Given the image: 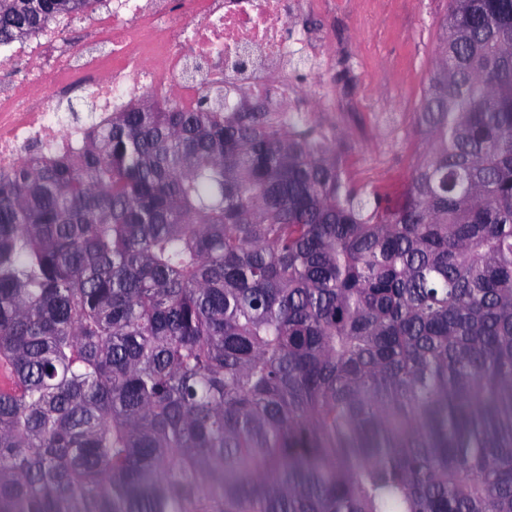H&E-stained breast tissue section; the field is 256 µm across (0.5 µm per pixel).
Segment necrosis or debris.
I'll use <instances>...</instances> for the list:
<instances>
[{"label":"necrosis or debris","instance_id":"4bbe7bcc","mask_svg":"<svg viewBox=\"0 0 512 512\" xmlns=\"http://www.w3.org/2000/svg\"><path fill=\"white\" fill-rule=\"evenodd\" d=\"M307 10H334V0H94L86 11L56 18L20 43L0 44V69L18 76L0 89V171L37 168L76 155L86 127L67 123L55 110L71 75H85L100 101L99 121L152 92L157 105L193 109L201 84L233 91L227 108L262 87L275 91L267 111L284 112L295 97L289 59L302 52L321 70L305 105L336 109V87L323 72L334 53L312 30L286 37L290 3ZM82 45L68 41L72 31ZM111 45L104 64L102 45Z\"/></svg>","mask_w":512,"mask_h":512}]
</instances>
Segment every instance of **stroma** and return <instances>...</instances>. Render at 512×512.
<instances>
[{
  "instance_id": "obj_1",
  "label": "stroma",
  "mask_w": 512,
  "mask_h": 512,
  "mask_svg": "<svg viewBox=\"0 0 512 512\" xmlns=\"http://www.w3.org/2000/svg\"><path fill=\"white\" fill-rule=\"evenodd\" d=\"M448 0H337L330 15L289 14V29L320 28L336 49V95L346 110H309L347 161L353 181L368 191L394 192L410 178L425 143L416 113L438 59V33Z\"/></svg>"
}]
</instances>
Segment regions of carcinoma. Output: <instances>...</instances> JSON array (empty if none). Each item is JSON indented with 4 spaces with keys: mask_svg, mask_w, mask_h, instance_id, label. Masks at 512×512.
<instances>
[{
    "mask_svg": "<svg viewBox=\"0 0 512 512\" xmlns=\"http://www.w3.org/2000/svg\"><path fill=\"white\" fill-rule=\"evenodd\" d=\"M417 128L392 196L209 92L1 172L0 512H512V0H448Z\"/></svg>",
    "mask_w": 512,
    "mask_h": 512,
    "instance_id": "1",
    "label": "carcinoma"
}]
</instances>
